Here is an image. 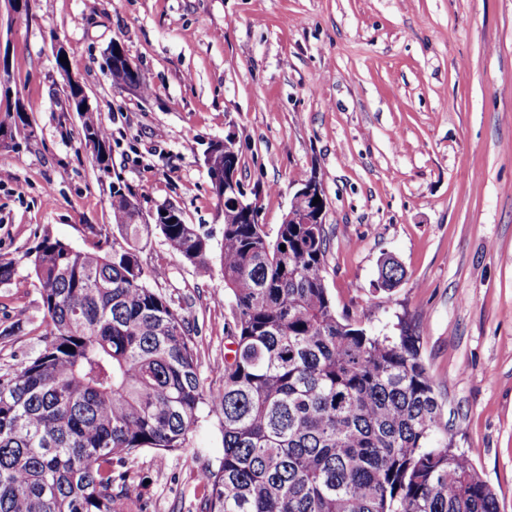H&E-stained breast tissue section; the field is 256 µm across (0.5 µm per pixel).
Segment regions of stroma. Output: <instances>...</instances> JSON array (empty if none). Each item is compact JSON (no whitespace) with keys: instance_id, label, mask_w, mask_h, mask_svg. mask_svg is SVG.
Wrapping results in <instances>:
<instances>
[{"instance_id":"35a3bbf8","label":"stroma","mask_w":512,"mask_h":512,"mask_svg":"<svg viewBox=\"0 0 512 512\" xmlns=\"http://www.w3.org/2000/svg\"><path fill=\"white\" fill-rule=\"evenodd\" d=\"M67 51L112 147L103 175L64 93ZM120 42L145 76L118 93L104 51ZM1 75L35 135L0 145V374L41 347L47 318L22 256L44 230L85 248L111 237L110 180L141 213L163 204L221 233L200 157L232 139L240 179L277 228L317 178L337 312L382 336L410 324L455 448L512 512V0H0ZM404 277L375 293L380 263ZM142 259L180 302L204 387L222 381L230 298L153 236ZM221 418L202 412L188 447L143 450L121 470L139 512H207L205 471L224 456Z\"/></svg>"}]
</instances>
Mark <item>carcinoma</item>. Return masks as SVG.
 <instances>
[{"label":"carcinoma","instance_id":"obj_1","mask_svg":"<svg viewBox=\"0 0 512 512\" xmlns=\"http://www.w3.org/2000/svg\"><path fill=\"white\" fill-rule=\"evenodd\" d=\"M116 88L143 86L118 66ZM0 144L34 136L0 92ZM85 140L110 173L96 111ZM219 265L231 296L232 356L205 389L182 306L156 291L141 259L154 234L197 272L212 273L213 234L161 205L144 217L110 184L112 242L76 248L44 230L21 258L0 256V284L19 261L35 274L49 330L38 353L0 375V512H133L116 467L139 449L185 446L200 407L222 418L220 470L202 476L208 512H498L476 468L436 438L441 403L406 324L396 338L338 314L325 284L323 224H247L224 196ZM285 249H280V246ZM403 270L383 265L390 294Z\"/></svg>","mask_w":512,"mask_h":512}]
</instances>
